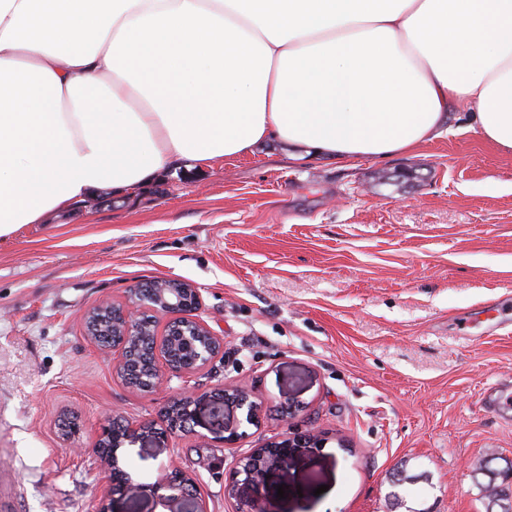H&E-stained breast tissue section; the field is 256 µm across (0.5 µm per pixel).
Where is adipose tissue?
I'll return each mask as SVG.
<instances>
[{
	"mask_svg": "<svg viewBox=\"0 0 512 512\" xmlns=\"http://www.w3.org/2000/svg\"><path fill=\"white\" fill-rule=\"evenodd\" d=\"M463 101L512 152V0H0V238L269 138L407 152Z\"/></svg>",
	"mask_w": 512,
	"mask_h": 512,
	"instance_id": "1",
	"label": "adipose tissue"
}]
</instances>
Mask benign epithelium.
<instances>
[{
	"label": "benign epithelium",
	"instance_id": "benign-epithelium-1",
	"mask_svg": "<svg viewBox=\"0 0 512 512\" xmlns=\"http://www.w3.org/2000/svg\"><path fill=\"white\" fill-rule=\"evenodd\" d=\"M175 283V288L134 289L123 303L104 300L91 310L85 318V336L98 343V330L108 324L121 327L122 341L107 347L117 362L118 373L130 365L132 348L129 345L132 333L140 330L143 314L154 315L156 323L163 324V333L153 336L151 380L142 392L151 393L161 383L164 375L182 377L192 375L205 367L212 359L224 353V339L214 335L204 321L197 316L200 295L197 288L181 279H161L159 283ZM217 404L230 403L246 411V420L255 424L259 419V404L254 395L239 385H224V396H209ZM102 428L101 438L95 445V453L103 455V463L110 475L99 486V512H110L109 502L115 495H157L162 490L187 491L188 481L179 471L165 473L153 483H136L119 465L115 450L122 445L134 444L150 437L157 441L163 436L143 429H128L125 437L107 442L111 436V417ZM322 431L311 427L304 433H295L263 448H254L236 457L229 470L224 491L237 500L236 512H264L262 496L269 471L282 469L288 460L302 453L305 448L322 446Z\"/></svg>",
	"mask_w": 512,
	"mask_h": 512
}]
</instances>
